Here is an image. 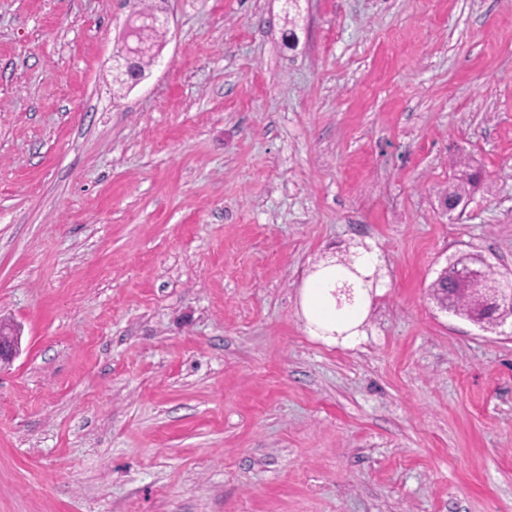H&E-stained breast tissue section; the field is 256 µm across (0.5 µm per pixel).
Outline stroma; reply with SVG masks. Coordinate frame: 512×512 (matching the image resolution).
Here are the masks:
<instances>
[{"mask_svg":"<svg viewBox=\"0 0 512 512\" xmlns=\"http://www.w3.org/2000/svg\"><path fill=\"white\" fill-rule=\"evenodd\" d=\"M466 253L512 278V0H0V512H512V325L430 291ZM136 22H139V27L162 29L167 24L166 20H162L157 13H147L138 15V18L130 23L127 27L126 37L123 49L114 57L116 62L115 69L120 71L127 81L136 84L141 78L142 74L139 69V55L142 47L132 40L135 29L137 28ZM123 60V63L121 62ZM354 263L355 261L350 265H337L352 273H356V269L360 276L342 273L336 266H328L308 281L307 288L304 289L303 309L309 324L315 327L314 332H320L322 335L354 334L353 330L359 323L368 290L371 288L369 281L365 279L370 277L372 269L378 263V257L374 253L363 252L355 265ZM345 281L353 285L354 302L337 309L332 292Z\"/></svg>","mask_w":512,"mask_h":512,"instance_id":"stroma-1","label":"stroma"}]
</instances>
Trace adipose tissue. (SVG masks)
I'll return each mask as SVG.
<instances>
[{
	"mask_svg": "<svg viewBox=\"0 0 512 512\" xmlns=\"http://www.w3.org/2000/svg\"><path fill=\"white\" fill-rule=\"evenodd\" d=\"M377 255L364 252L355 273L329 266L319 271L304 290L303 309L311 326L322 334L350 333L358 325Z\"/></svg>",
	"mask_w": 512,
	"mask_h": 512,
	"instance_id": "adipose-tissue-1",
	"label": "adipose tissue"
}]
</instances>
